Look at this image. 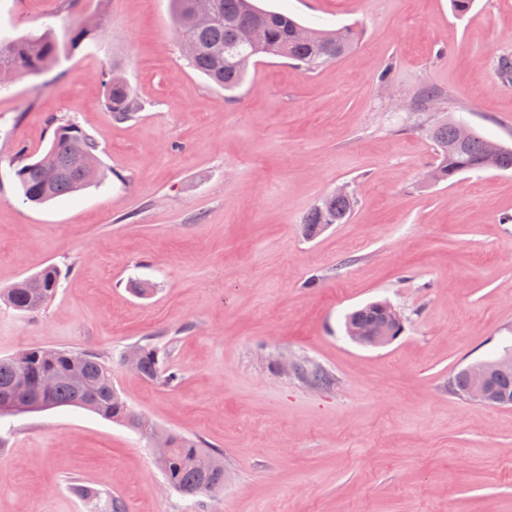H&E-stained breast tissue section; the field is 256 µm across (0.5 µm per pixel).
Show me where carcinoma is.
Instances as JSON below:
<instances>
[{"mask_svg": "<svg viewBox=\"0 0 512 512\" xmlns=\"http://www.w3.org/2000/svg\"><path fill=\"white\" fill-rule=\"evenodd\" d=\"M179 43L194 46L185 57L189 67L228 92L241 86L251 65L258 58H285L304 70L314 72L353 50L360 33L353 27L332 31L308 29L305 40L295 37L302 28L295 19L260 8L253 0H211L212 19L198 23L190 18L192 0H170ZM91 27L78 17L72 20L63 39L52 27L40 35L0 39V77L12 83L19 78L39 77L48 73L58 60L80 47ZM106 105L118 120L134 118L142 105L121 74L120 67L102 73ZM444 104L442 91L427 86L419 93L413 109ZM428 135L435 146L436 164L433 180L442 182L467 171H500L512 169V146L500 145L493 161L487 158V139L476 130L446 118L433 125ZM97 143L92 135L74 124H63L54 131L49 148L40 158L18 157L12 165V176L24 200L42 205L52 199L72 194L92 182L103 179L96 155ZM354 207L351 193H331L323 197L304 217L306 231L316 235L329 224L347 222ZM60 271L47 266L24 278L4 293L3 300L23 312L42 309L56 295ZM381 310L368 303L346 317V328L374 330L381 325ZM141 352L140 374L149 381L173 386L179 379L175 371L161 366L160 350L152 339L137 344ZM32 383L15 387L18 364L12 357H0V416L11 414V407L39 401L48 409L76 407L94 412L134 431H141L147 419L137 413L122 396L112 379V364L89 351L57 348H34L29 367ZM84 379L81 387L71 380V372ZM295 375L314 386H327L333 376L324 368L305 362L295 363ZM46 373L56 376L47 392L36 386ZM473 386V377L462 368L448 381V391L465 399ZM489 403L512 406V364H498ZM155 454L165 483L183 496H214L224 491L223 453L202 447L200 442L171 432L151 428ZM206 455L210 466L201 470L196 457Z\"/></svg>", "mask_w": 512, "mask_h": 512, "instance_id": "carcinoma-1", "label": "carcinoma"}]
</instances>
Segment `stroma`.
<instances>
[{
  "label": "stroma",
  "mask_w": 512,
  "mask_h": 512,
  "mask_svg": "<svg viewBox=\"0 0 512 512\" xmlns=\"http://www.w3.org/2000/svg\"><path fill=\"white\" fill-rule=\"evenodd\" d=\"M306 26L360 29L358 45L307 73L263 58L232 92L192 70L169 0H0V34L96 15L74 54L0 89V291L54 265L55 298L21 313L0 301V357L90 350L128 403L224 454V490L165 488L148 437L60 407L0 419V512H88L75 490L124 512H512V407L448 391L458 369L512 339V171L428 177L434 112L512 145V0H261ZM121 64L143 103L115 120L100 83ZM390 68L391 80L379 74ZM93 135L105 177L45 205L9 171L59 124ZM344 224L302 220L337 187ZM137 283L152 292L136 296ZM375 300L404 319L362 348L344 316ZM153 337L175 386L124 367ZM308 360L334 382L280 369Z\"/></svg>",
  "instance_id": "35a3bbf8"
}]
</instances>
